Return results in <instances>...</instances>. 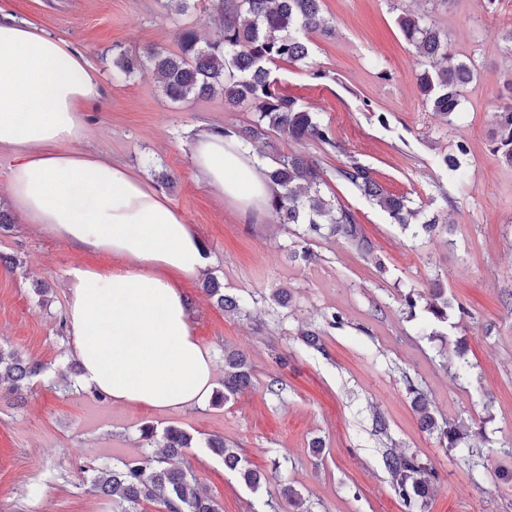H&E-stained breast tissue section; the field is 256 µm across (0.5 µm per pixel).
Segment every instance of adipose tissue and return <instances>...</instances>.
I'll return each instance as SVG.
<instances>
[{
  "instance_id": "obj_1",
  "label": "adipose tissue",
  "mask_w": 512,
  "mask_h": 512,
  "mask_svg": "<svg viewBox=\"0 0 512 512\" xmlns=\"http://www.w3.org/2000/svg\"><path fill=\"white\" fill-rule=\"evenodd\" d=\"M99 83L67 42L0 19V146L21 156L12 202L26 223L67 245L122 259L72 267L65 324L82 382L112 402L185 410L207 402L213 359L193 336L187 301L171 274L207 267L185 219L139 178L71 150ZM196 175L243 211L271 194L257 158L236 137L201 133Z\"/></svg>"
}]
</instances>
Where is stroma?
I'll return each mask as SVG.
<instances>
[{
	"instance_id": "obj_1",
	"label": "stroma",
	"mask_w": 512,
	"mask_h": 512,
	"mask_svg": "<svg viewBox=\"0 0 512 512\" xmlns=\"http://www.w3.org/2000/svg\"><path fill=\"white\" fill-rule=\"evenodd\" d=\"M406 11L446 30L450 52L478 70L454 122L423 101L424 62L397 24ZM322 15L332 33L311 34L308 57L279 63L273 74L337 138L339 150L327 154L303 149L324 167L326 195L349 207L375 243L382 274L336 238L316 240L313 259H303L295 253L302 226L277 224L264 207L240 214L196 176L189 151L195 136L248 124V108L230 107L218 93L175 102L151 72L120 73V53L178 52L181 29L212 39L215 0H192L184 12L175 0H0L1 17L70 43L96 74L101 96L83 112L76 150L165 197L201 240L205 276L227 294L251 298L242 317L205 293L204 276L177 279L193 334L214 360L215 388L224 387L225 350L242 352L253 373L252 386L220 406L157 410L97 399L81 386L68 347L67 273L76 265L109 266L112 258L74 250L20 218L0 227V257L15 260L0 264V347L44 366L22 395L0 390V512H113L84 472L141 454L146 425L193 435L186 457L222 512H406L382 463L388 448L419 454L438 471L424 512H512V166L492 151L495 114L512 103V65L502 53L512 0H499L491 12L482 0H322ZM380 113L387 125L378 123ZM460 141L470 147L462 180L440 163ZM353 157L450 232L415 238L392 224L337 181V167ZM437 274L463 309L426 336L417 330L425 313L408 320L401 298ZM278 288L288 289L287 306L274 300ZM334 313L342 322L331 327L326 319ZM314 327L323 331L318 350L301 336ZM461 341L472 369L456 381ZM275 379L284 388L273 395L267 385ZM411 382L437 416L484 424L472 455H455L421 429ZM377 411L388 423L379 436L371 433ZM213 436L265 474L259 489L209 451ZM284 483L298 490L302 507L281 503Z\"/></svg>"
}]
</instances>
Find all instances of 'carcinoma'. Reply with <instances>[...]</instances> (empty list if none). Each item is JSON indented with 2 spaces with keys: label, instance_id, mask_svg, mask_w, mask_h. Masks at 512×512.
Instances as JSON below:
<instances>
[{
  "label": "carcinoma",
  "instance_id": "carcinoma-1",
  "mask_svg": "<svg viewBox=\"0 0 512 512\" xmlns=\"http://www.w3.org/2000/svg\"><path fill=\"white\" fill-rule=\"evenodd\" d=\"M321 0H219L220 29L217 37L200 44L195 31L179 33L180 53L167 54L154 50L149 54L150 71L162 92L173 101L190 96L200 97L217 92L232 106L245 104L253 112L247 128L237 131L226 128L264 158L274 151L268 141V131L282 130L299 145L315 144L323 151L339 149L330 128L322 124L315 113L307 110L300 100L280 91L272 78V67L279 62H299L309 55L307 35L326 29L321 16ZM404 39L427 63L419 78V89L432 111L449 117L456 113L463 89L473 80L476 68L472 62L458 60L448 50L449 35L420 16L404 14L398 18ZM117 64L127 74L144 68V61L135 54L124 52ZM496 134L493 153L512 164V106L496 113ZM469 153L461 141L455 150L442 157V164L454 176L463 177L461 158ZM273 187L269 211L281 224H305L302 234L304 258L313 255L314 239L325 235L345 241L361 256L375 260L378 271H385L376 258L374 243L363 233L354 213L341 203L325 198L321 185L325 171L318 161L303 152H292L273 158V165L262 170ZM336 178L349 184L387 213L391 222L407 230L417 224L420 210L404 195L385 190L372 170L355 158L336 169ZM207 291L227 312L250 316L244 299L224 293L218 282L205 280ZM402 306L410 318L417 310L428 315L419 325L424 331L434 322H447L448 289L437 275L426 287L409 288L403 295ZM43 371V364L24 358L12 350L0 348V387L18 392ZM252 384V373L244 354L224 353V391L216 401L226 402ZM411 402L422 425L437 433L439 443L462 456L472 452L471 438L475 432L463 423L438 421L427 395L414 382H408ZM144 452L119 466L95 470L91 482L97 491L112 499L115 512H140L145 501L159 503L164 512H221L218 502L203 489L192 469L176 466L172 460L192 447L193 437L185 430L169 426L157 436L151 426L141 429ZM206 447L224 459V466L238 474L250 487L257 489L261 476L241 464L237 452L213 437ZM384 467L395 495L409 512L424 505L439 474L421 456L391 450L384 456Z\"/></svg>",
  "mask_w": 512,
  "mask_h": 512
}]
</instances>
